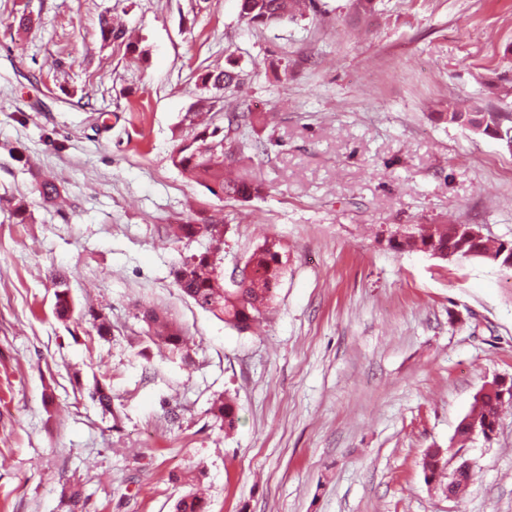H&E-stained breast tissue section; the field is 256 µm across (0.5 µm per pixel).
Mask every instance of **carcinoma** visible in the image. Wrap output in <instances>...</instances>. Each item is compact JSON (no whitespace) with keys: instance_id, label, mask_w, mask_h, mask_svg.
Returning <instances> with one entry per match:
<instances>
[{"instance_id":"1","label":"carcinoma","mask_w":512,"mask_h":512,"mask_svg":"<svg viewBox=\"0 0 512 512\" xmlns=\"http://www.w3.org/2000/svg\"><path fill=\"white\" fill-rule=\"evenodd\" d=\"M302 14L301 0H240L239 15L247 23L257 27H274L285 21H293ZM202 83L225 89L238 86L231 70L216 74L206 73ZM484 124V130L494 129L512 140V113L490 112L479 105L462 110L448 104V122L469 127L473 119ZM228 134L224 128L204 126L191 142L181 144L172 155L175 167L191 175L216 197L228 196L247 200L260 194L261 184L245 176L231 178L224 172V139ZM468 224H419L413 231L393 235L388 239L390 248L397 251H422L441 259L448 258V249L455 251L454 260L464 261L481 251L500 252L502 245H489L484 239L478 243L467 235ZM174 238L181 242H192L207 237L214 246L182 259L174 271V282L183 296L199 307L239 331H246L270 312L276 298V289L284 273L282 255L276 244L264 242L255 247L245 262L252 268V275L240 278L236 284L224 283V272L220 269L222 257L220 244L224 236V225L209 219L188 218L173 227ZM142 319L148 328L150 339L172 354L187 351L188 338L182 328L167 315L152 308L143 311ZM503 402L498 389L494 388L475 399L471 411L459 422L457 433L468 439L473 435L488 437L498 423ZM211 414L216 422L231 432L238 422L234 401L219 397L212 402ZM440 460V450L429 448L424 453L423 468L426 478L438 479L448 486L446 474L432 469ZM204 501L192 491L182 496L174 505V512H203Z\"/></svg>"}]
</instances>
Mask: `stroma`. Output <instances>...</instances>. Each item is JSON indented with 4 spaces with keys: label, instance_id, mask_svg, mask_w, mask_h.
Listing matches in <instances>:
<instances>
[{
    "label": "stroma",
    "instance_id": "stroma-1",
    "mask_svg": "<svg viewBox=\"0 0 512 512\" xmlns=\"http://www.w3.org/2000/svg\"><path fill=\"white\" fill-rule=\"evenodd\" d=\"M317 5L263 28L239 0H0V512H64L74 489L83 512H172L185 472L207 512H512V405L461 496L422 466L512 379V272L387 244L418 224L512 240V150L446 116L512 112V0H380L370 20ZM104 18L125 37L103 38ZM228 66L240 91L202 84ZM245 109L258 120L224 164L265 190L220 200L172 154L187 113L224 126ZM194 214L224 221V271L279 243L259 326L176 288L206 243L167 227ZM145 304L185 329L188 357L152 343ZM224 394L229 433L210 413ZM211 414L216 422L224 425V431L231 432L238 422L234 401L230 397H218L212 402Z\"/></svg>",
    "mask_w": 512,
    "mask_h": 512
}]
</instances>
